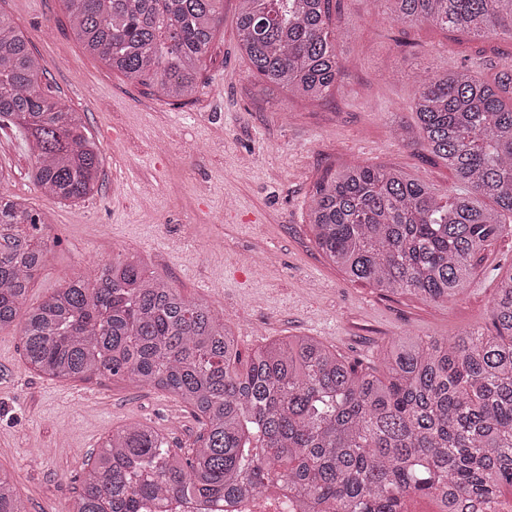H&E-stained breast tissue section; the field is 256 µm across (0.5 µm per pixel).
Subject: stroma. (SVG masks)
Returning <instances> with one entry per match:
<instances>
[{"label":"stroma","instance_id":"stroma-1","mask_svg":"<svg viewBox=\"0 0 512 512\" xmlns=\"http://www.w3.org/2000/svg\"><path fill=\"white\" fill-rule=\"evenodd\" d=\"M239 0H220V22L193 96L173 100L112 71L73 33L65 0H0L27 34L54 99L82 112L102 150L98 192L77 202L42 195L34 158L0 129L7 195L44 220L51 246L24 301L118 254L190 299H205L238 339L240 359L292 336H313L365 369L383 370L400 337L447 339L490 328L496 288L512 274V235L475 261L451 302L393 295L351 282L318 248L308 205L317 184L353 162L395 169L448 191L455 177L395 128L416 127L424 70L464 63L478 76L512 68V40L430 24L411 28L373 0H330L342 75L321 100L292 96L254 75L240 48ZM21 323L0 330V473L28 512H68L79 477L113 430L142 423L171 447H194L200 423L167 391L119 378L58 381L31 370Z\"/></svg>","mask_w":512,"mask_h":512}]
</instances>
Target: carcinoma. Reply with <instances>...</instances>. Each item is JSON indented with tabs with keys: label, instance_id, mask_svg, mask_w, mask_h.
<instances>
[{
	"label": "carcinoma",
	"instance_id": "obj_1",
	"mask_svg": "<svg viewBox=\"0 0 512 512\" xmlns=\"http://www.w3.org/2000/svg\"><path fill=\"white\" fill-rule=\"evenodd\" d=\"M86 51L112 70L181 100L193 94L219 0H66ZM391 21L512 38V0H374ZM240 46L262 80L325 97L342 66L329 0H241ZM26 34L0 12V121L34 157L46 196L76 201L98 186L100 149L83 115L42 88ZM421 143L452 170L441 194L382 166L353 163L311 196L310 224L352 282L448 302L477 256L512 233V70L493 81L465 65L425 71L412 99ZM489 199L494 209L483 206ZM41 219L0 193V330L16 320L48 252ZM493 328L390 345L385 371L358 369L322 341L294 336L239 368L238 340L202 299H188L140 260L114 257L30 308L21 339L50 379L118 377L177 396L201 423L182 453L154 429L108 436L82 474L74 512H139L147 501L261 494L288 482L307 512H393L412 493L487 499L512 486V275L500 281ZM0 512H25L0 477Z\"/></svg>",
	"mask_w": 512,
	"mask_h": 512
}]
</instances>
